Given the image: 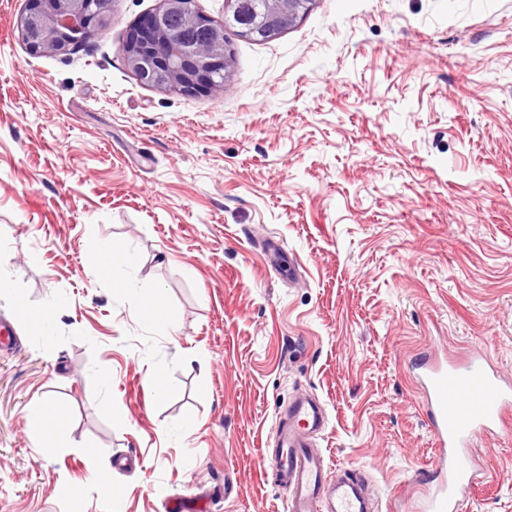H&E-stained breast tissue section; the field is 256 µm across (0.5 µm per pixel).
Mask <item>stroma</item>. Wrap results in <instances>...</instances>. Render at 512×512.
Returning <instances> with one entry per match:
<instances>
[{
	"label": "stroma",
	"mask_w": 512,
	"mask_h": 512,
	"mask_svg": "<svg viewBox=\"0 0 512 512\" xmlns=\"http://www.w3.org/2000/svg\"><path fill=\"white\" fill-rule=\"evenodd\" d=\"M24 6L0 0V512H286L265 455L300 392L326 466L413 512L435 449L412 363L481 354L512 379V0H314L274 39L227 29L230 77L196 95L120 51L159 0H116L67 55L27 53ZM89 241L135 248L176 328L143 323ZM40 398L65 416L51 442ZM472 454L458 512H512V433ZM29 429L36 440L44 439L51 430L56 432L62 419L56 404L50 400H37L27 409Z\"/></svg>",
	"instance_id": "1"
}]
</instances>
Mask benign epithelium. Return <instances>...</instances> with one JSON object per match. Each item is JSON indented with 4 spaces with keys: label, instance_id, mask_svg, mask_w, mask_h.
Here are the masks:
<instances>
[{
    "label": "benign epithelium",
    "instance_id": "benign-epithelium-1",
    "mask_svg": "<svg viewBox=\"0 0 512 512\" xmlns=\"http://www.w3.org/2000/svg\"><path fill=\"white\" fill-rule=\"evenodd\" d=\"M116 0H28L16 30L32 55L68 54L91 41L111 23ZM314 0H264L261 10L250 0H230L233 21L267 39L282 34L285 25L309 10ZM173 14L186 17L187 30L179 41L166 29ZM120 50L140 82L183 94L224 90L229 61L224 26L195 8V0H160L127 32Z\"/></svg>",
    "mask_w": 512,
    "mask_h": 512
}]
</instances>
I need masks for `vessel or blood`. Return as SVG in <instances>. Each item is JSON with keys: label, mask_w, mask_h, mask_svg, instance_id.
Masks as SVG:
<instances>
[{"label": "vessel or blood", "mask_w": 512, "mask_h": 512, "mask_svg": "<svg viewBox=\"0 0 512 512\" xmlns=\"http://www.w3.org/2000/svg\"><path fill=\"white\" fill-rule=\"evenodd\" d=\"M412 373L424 395L439 476L420 512H456L460 495L475 477L474 443L485 433L512 429V382L479 354L452 363L424 356ZM325 424L324 408L307 397L289 401L277 420L269 467L286 496V512H374L373 493L355 471L329 473L314 450L311 436Z\"/></svg>", "instance_id": "vessel-or-blood-1"}]
</instances>
